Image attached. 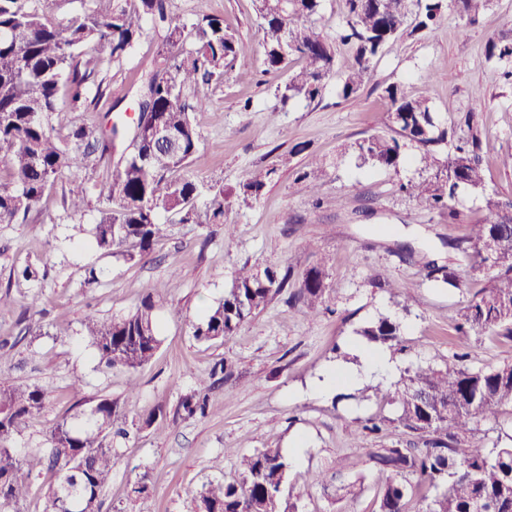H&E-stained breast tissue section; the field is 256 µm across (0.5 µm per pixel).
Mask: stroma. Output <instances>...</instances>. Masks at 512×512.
<instances>
[{
	"mask_svg": "<svg viewBox=\"0 0 512 512\" xmlns=\"http://www.w3.org/2000/svg\"><path fill=\"white\" fill-rule=\"evenodd\" d=\"M169 4L189 17L223 16L241 46L233 70L205 89L208 105L198 117L204 157L192 174L231 190L255 167L273 164L277 172L260 199L232 203L224 224H186L163 214L167 237L138 262L91 245L90 230L112 183L110 165H100L89 182L83 217L71 216L63 201L70 182L83 175L70 168L57 176L40 212L24 223L0 224V293L10 292L15 300L0 311V337L15 343L0 360V383L36 385L48 396L45 411L16 446L38 451L49 425L109 397L129 436L112 439L118 463L99 495V512H198L203 485L235 477L239 455L286 449L298 438L305 448L288 473L285 492L299 512H375L380 476L372 466L362 470L359 496L336 491V477L345 474L349 458L367 457L370 449L405 437L403 428L390 423L378 435L360 433L367 418L393 417L395 409L382 401L380 390L400 382L398 376L349 381L368 347L360 329L381 316L400 323L407 350L394 357L399 372L419 364L451 365L460 354L472 368L512 363V340L458 332L464 306L489 273L470 269L446 247L483 218L487 195H512V168L501 163L512 154V85L485 57L487 41L512 26V0H496L474 26L451 10L437 29L389 44L356 100L340 99L331 87L320 100L283 108L274 91L288 74L267 70L263 62L253 0ZM162 38V32L148 30L128 61L103 67L102 98L63 113L62 121L96 127L113 103L132 108L129 95L140 70L153 67ZM426 72L431 81H422ZM405 78L412 94L429 97L438 119L450 124L470 110L473 89L485 94L478 113L485 185L460 191L459 223L399 192L400 183L423 173L415 148H407L410 162L396 173L358 167L349 150L357 139L387 129L384 89ZM299 143L306 152L293 153ZM312 154L327 163L317 207L309 195L292 191L296 172ZM364 206L373 215L361 221L356 211ZM400 242L414 247L413 259L400 257ZM432 259L454 265L461 288L427 280L425 264ZM322 260L328 276L320 313L290 305L281 293L224 342L202 343L191 335L190 322L223 298L240 267H277L297 275ZM28 265L39 268L41 278L16 282L15 271ZM91 267L100 279L88 287L84 279ZM376 271L391 287L371 283ZM173 278L177 287H168ZM402 284L411 285L410 294L399 292ZM149 291L161 339L154 360L133 374L98 365L82 332L83 317L127 313ZM35 322L42 324V335L26 333ZM225 359L235 362L236 376L216 380L208 416L177 417L180 399ZM329 371L341 377L335 389L312 394L311 386ZM314 471L326 475L325 486L312 485ZM142 476L147 493L131 495Z\"/></svg>",
	"mask_w": 512,
	"mask_h": 512,
	"instance_id": "35a3bbf8",
	"label": "stroma"
}]
</instances>
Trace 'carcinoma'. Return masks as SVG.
<instances>
[{"instance_id":"cac0c4a2","label":"carcinoma","mask_w":512,"mask_h":512,"mask_svg":"<svg viewBox=\"0 0 512 512\" xmlns=\"http://www.w3.org/2000/svg\"><path fill=\"white\" fill-rule=\"evenodd\" d=\"M264 64L269 70H288L275 97L313 102L336 81V92L355 100L388 44L400 40L405 24L411 33L440 26L453 9L473 25L494 0H344L345 18L337 32L348 47L354 65L336 75V57L318 30L323 0H253ZM77 14L58 11L57 0H0V224H17L42 205L57 175L66 168L96 167L112 159L125 145L115 166L93 238L95 246L119 253L129 262L145 258L165 235L160 216L173 213L183 223H199L194 202L209 198L208 221L224 223V186L201 182L190 167L204 157L197 115L207 101L188 90L224 79L240 50L224 17L201 14L192 19L170 11L168 0H82ZM164 32L159 50L164 67L140 77V135L126 139L116 124L106 130L71 122L66 129L51 124L52 117L73 111L87 101L94 76L104 64L122 63L146 33L147 25ZM486 58L497 63L512 82V31L489 41ZM299 67L291 69L292 62ZM391 105V132L374 133L351 145L358 167L399 171L407 161L404 148L414 145L428 175L400 184V190L448 215L459 216L454 202L461 188L483 186L481 140L475 114L484 98L472 95L473 107L464 124L467 133L441 124L425 96L410 94L407 83L384 88ZM171 138L163 141L153 128ZM276 169L247 173L234 190L247 204L258 199ZM318 163L297 174L296 189L317 192ZM69 210L80 215L87 198L86 181H71L65 194ZM485 218L471 225L463 240L448 242L471 268L492 269L487 285L462 310L458 331L464 336L512 338V196L492 194L485 200ZM429 275L459 287L450 265L427 263ZM326 272L320 266L303 272L290 303L318 311L326 291ZM289 274L275 268L236 271L224 298L204 310L191 326L200 342L217 343L233 335L256 315L268 299L288 288ZM83 333L99 364L133 373L149 363L160 345L159 325L152 294L134 310L109 320L90 313ZM370 343L394 352L404 350L400 325L380 317L358 331ZM211 385L201 380L184 396L179 409L188 418L208 412ZM382 399L395 405L398 424L409 436L382 448H373L368 462L383 475L376 512H410L415 490L427 486L434 495L419 502L415 512H512V436L486 448L476 439L480 420L512 406V364L493 368L418 365L406 370L401 386ZM47 394L38 386L0 385V512H16L29 493L33 473L47 466L57 483L48 496L46 512H99L100 490L112 475L117 455L112 434L127 436L115 427L117 404L101 398L88 411L63 419L45 430L44 448L20 455L17 436L28 422L43 413ZM291 462L280 448H259L240 457L237 478L211 481L199 493L208 512H297L284 498Z\"/></svg>"}]
</instances>
